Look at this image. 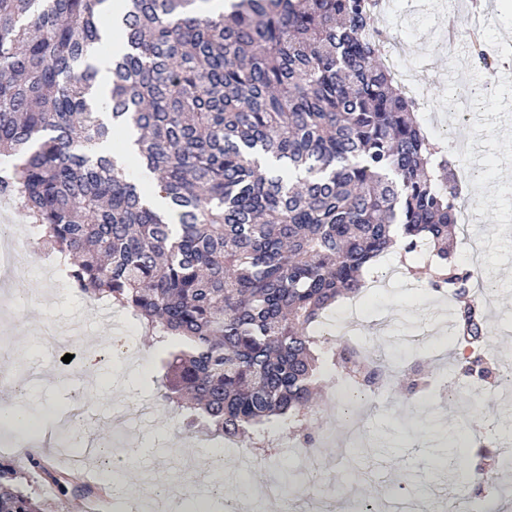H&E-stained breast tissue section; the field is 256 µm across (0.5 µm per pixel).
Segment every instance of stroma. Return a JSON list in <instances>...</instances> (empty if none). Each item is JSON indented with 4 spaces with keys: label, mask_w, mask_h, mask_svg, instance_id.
<instances>
[{
    "label": "stroma",
    "mask_w": 512,
    "mask_h": 512,
    "mask_svg": "<svg viewBox=\"0 0 512 512\" xmlns=\"http://www.w3.org/2000/svg\"><path fill=\"white\" fill-rule=\"evenodd\" d=\"M478 2L485 12L482 40L501 55L490 72L469 65L470 6L456 8L448 0H388L376 24L391 42L405 44L412 81L427 106L418 115L420 122H428L430 112L443 111L457 92L484 89L469 113L475 180L463 190L473 210L471 228L484 249L476 302L487 322L477 350L503 371L512 360V0ZM400 269L396 251L375 269V277L386 285L365 301L359 341L371 357L384 355L418 366L426 380L463 381L451 354L437 348L453 331L439 324L440 313L453 308L452 299L406 287ZM0 298L21 304L12 316L0 317V366L22 380L25 402L42 416L80 399L87 440L124 456L131 477L115 494L131 503L133 512H146L142 500L157 483H168L173 495L210 490L208 474L220 443L178 427L171 406L159 396L163 356L126 311L73 290L58 274L53 256L34 249L0 285ZM50 329L72 340L71 364H62L60 351L41 343V334ZM90 352L98 354L100 363L92 380L83 369ZM335 390V381H328L317 402L323 425L314 431L318 467L329 475L327 492L369 502L374 512H393L400 500H443L449 474L435 461L445 454L444 429L461 420L475 445L453 456L463 471L458 490L487 496L498 491L497 456L502 444L512 440V398L504 388L483 385L470 406L447 390L422 398L388 385L383 394L348 410L333 400ZM354 423L369 444L353 451L341 440ZM30 435L29 427L0 424V446L9 448L8 459L23 488L41 501L44 512H80L79 495L48 490L37 470L19 457ZM224 459L221 487L248 500L285 463L283 455H276L273 464L255 463L244 477L235 465L234 449H225ZM352 467L365 470V477L346 481L345 472Z\"/></svg>",
    "instance_id": "35a3bbf8"
}]
</instances>
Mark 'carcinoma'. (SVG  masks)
Returning a JSON list of instances; mask_svg holds the SVG:
<instances>
[{
	"label": "carcinoma",
	"mask_w": 512,
	"mask_h": 512,
	"mask_svg": "<svg viewBox=\"0 0 512 512\" xmlns=\"http://www.w3.org/2000/svg\"><path fill=\"white\" fill-rule=\"evenodd\" d=\"M107 2L0 0V196L72 288L171 347L162 398L189 411L180 428L238 442L279 416L315 448L323 371L353 383L351 362L374 383L387 368L343 344L316 353L317 326L396 243L434 265L456 333L481 335L480 271L450 243L458 165L381 63L380 0H124L117 19ZM118 130L129 165L98 150ZM73 479L105 491L44 477L62 495ZM0 512H41L4 463Z\"/></svg>",
	"instance_id": "carcinoma-1"
}]
</instances>
